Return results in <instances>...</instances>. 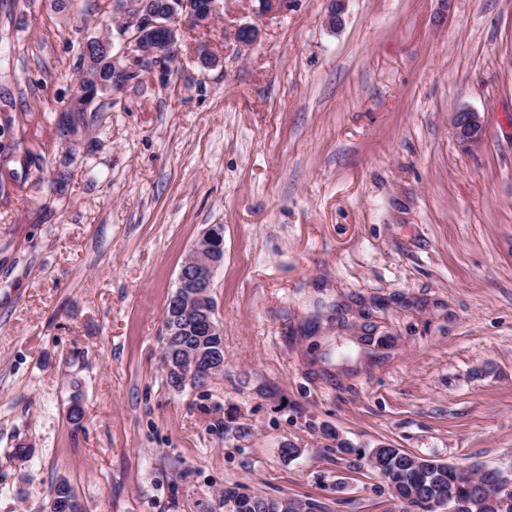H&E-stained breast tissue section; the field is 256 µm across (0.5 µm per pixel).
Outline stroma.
<instances>
[{
  "instance_id": "obj_1",
  "label": "stroma",
  "mask_w": 512,
  "mask_h": 512,
  "mask_svg": "<svg viewBox=\"0 0 512 512\" xmlns=\"http://www.w3.org/2000/svg\"><path fill=\"white\" fill-rule=\"evenodd\" d=\"M112 2L0 0V512L62 481L84 512L233 484L399 512L340 440L512 469V0H346L336 29L331 0H224L63 134ZM212 225L224 371L177 391L164 312ZM451 126L455 139L467 148L479 144L485 135L484 123L479 113L472 110L455 112Z\"/></svg>"
}]
</instances>
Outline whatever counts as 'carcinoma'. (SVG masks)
I'll return each instance as SVG.
<instances>
[{
  "mask_svg": "<svg viewBox=\"0 0 512 512\" xmlns=\"http://www.w3.org/2000/svg\"><path fill=\"white\" fill-rule=\"evenodd\" d=\"M191 289L176 287L164 314L162 336V360L178 353L182 348L217 352L224 356V337L208 333L206 321L215 300L211 295L197 300L195 315L190 319L182 316L183 303ZM338 451L344 455L346 465L357 469L366 464L376 471L393 499L399 501V512H429L431 501L448 494L468 504L467 512H512V504L506 508L488 499V493L500 485L498 469L482 468L476 472L473 484H459L455 467L434 459L415 456L401 448L380 444L368 451L354 448L341 441ZM56 512H75L80 507L71 487L60 481L53 489ZM233 512H299V504L286 497H272L252 490L235 499Z\"/></svg>",
  "mask_w": 512,
  "mask_h": 512,
  "instance_id": "carcinoma-1",
  "label": "carcinoma"
}]
</instances>
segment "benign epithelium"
<instances>
[{
  "label": "benign epithelium",
  "instance_id": "1",
  "mask_svg": "<svg viewBox=\"0 0 512 512\" xmlns=\"http://www.w3.org/2000/svg\"><path fill=\"white\" fill-rule=\"evenodd\" d=\"M223 0H181L176 11H166L153 4V0H113L112 11L119 24L112 38L97 41L98 51L86 54L83 69L73 86L65 112H93L105 96L122 91L129 83L128 77L140 71L145 60L153 61L151 68L162 78L171 71L177 60V46L184 30H206L221 9ZM452 133L465 147L479 144L485 135L484 123L479 113L460 110L452 118ZM215 230L205 231L193 246L192 264L181 270V277L198 288L209 287L216 262L213 244ZM209 372H221L224 360L203 358L191 352L179 358L178 365L166 364L176 370L180 383L192 381L187 369L198 365Z\"/></svg>",
  "mask_w": 512,
  "mask_h": 512
}]
</instances>
